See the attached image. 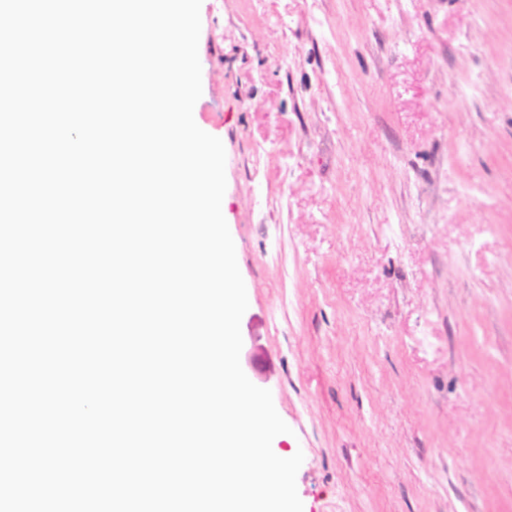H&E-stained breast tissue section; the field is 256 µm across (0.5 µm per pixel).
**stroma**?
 Masks as SVG:
<instances>
[{"mask_svg": "<svg viewBox=\"0 0 512 512\" xmlns=\"http://www.w3.org/2000/svg\"><path fill=\"white\" fill-rule=\"evenodd\" d=\"M240 361L303 512H512V0H202Z\"/></svg>", "mask_w": 512, "mask_h": 512, "instance_id": "35a3bbf8", "label": "stroma"}]
</instances>
